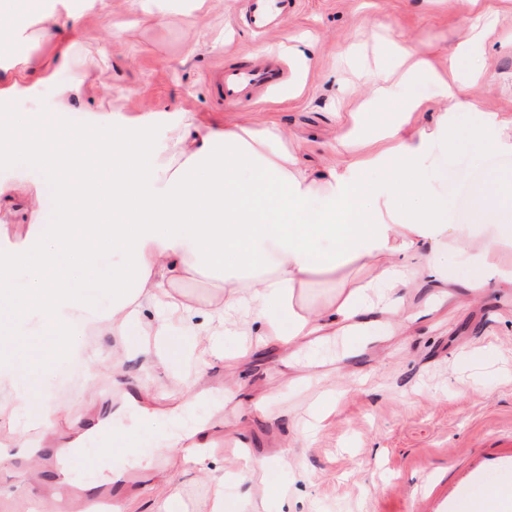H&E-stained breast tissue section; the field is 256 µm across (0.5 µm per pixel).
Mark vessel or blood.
<instances>
[{
    "instance_id": "vessel-or-blood-1",
    "label": "vessel or blood",
    "mask_w": 512,
    "mask_h": 512,
    "mask_svg": "<svg viewBox=\"0 0 512 512\" xmlns=\"http://www.w3.org/2000/svg\"><path fill=\"white\" fill-rule=\"evenodd\" d=\"M298 0H239V20L257 37L265 38L279 32L296 10ZM289 76L287 64L273 55H254L244 64L222 67L217 71V94L228 106H241L266 97ZM512 469V452L473 458L459 477L450 479L440 491L422 488L419 498L425 512H458V503L474 499L476 512H512V501H502L490 486V472Z\"/></svg>"
}]
</instances>
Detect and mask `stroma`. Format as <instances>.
I'll return each instance as SVG.
<instances>
[{
	"label": "stroma",
	"mask_w": 512,
	"mask_h": 512,
	"mask_svg": "<svg viewBox=\"0 0 512 512\" xmlns=\"http://www.w3.org/2000/svg\"><path fill=\"white\" fill-rule=\"evenodd\" d=\"M80 42L74 63L53 79L31 72L26 91L5 118L17 124L55 114L60 89L82 81L84 95L67 117L84 122L90 113L197 112L216 122L253 128L269 123L285 131L288 147L300 150L311 166L334 164L323 148L335 138L349 112L364 101L365 74L386 56L390 41L405 40L434 68L447 71L448 54L466 36L463 19L469 0H300L297 13L270 40H262L237 16L238 0H112L111 12L69 0ZM487 27L477 33L478 54L463 58L461 76L489 68L471 81L468 93L488 112L512 117V0H479ZM298 46L309 57L300 93L282 84L255 105L220 106L212 72L265 45ZM472 119L457 121L456 146H437L426 171L431 190L448 203L449 221L469 218L468 199L449 190L455 180L473 181L485 170L512 181V156L489 149L471 135ZM0 181L18 185L0 205V230L25 235L41 183L0 165ZM416 305L431 308L404 335L381 322L373 341L360 350L356 337L325 336L293 357L264 352L240 366L236 387L224 383L223 362L209 368L191 394L167 398L174 412L153 422L129 414L110 435L83 448L100 465L84 485L104 488L112 468L157 463L159 449L175 436L211 422L224 433V408L243 412L241 429L255 455L287 452L291 464L272 468L270 484L288 492V512H417L416 496L426 485L447 482L453 469L476 454L512 451V290L487 294L483 301L455 302L420 292ZM124 383L105 381L88 389L75 367L57 368L45 385L60 397L64 429H87L91 417L108 412L114 399L138 397L147 368L139 356L124 364ZM288 376L268 415L252 411L257 391L270 376ZM135 442L137 453L121 455L119 445ZM19 459H0V512H27L34 491L21 474Z\"/></svg>",
	"instance_id": "obj_1"
}]
</instances>
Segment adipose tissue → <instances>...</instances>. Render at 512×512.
Here are the masks:
<instances>
[{
    "instance_id": "adipose-tissue-1",
    "label": "adipose tissue",
    "mask_w": 512,
    "mask_h": 512,
    "mask_svg": "<svg viewBox=\"0 0 512 512\" xmlns=\"http://www.w3.org/2000/svg\"><path fill=\"white\" fill-rule=\"evenodd\" d=\"M68 12L67 0L49 12L37 0L16 11L0 0V23L9 29L0 59L14 72L0 80V104L20 96L27 71L49 79L69 66L77 27L62 24ZM30 33L50 45L35 63L16 54ZM396 49L399 79L372 78L360 111L331 146L338 161L319 176L274 123L256 129L181 112L168 119L166 150L155 162L146 131L159 121L156 112L81 125L58 115L25 132L1 121L0 160L42 174L54 217L16 239L0 233V314L13 327L0 336V421L60 437L64 408L45 393L44 379L63 364L81 365L92 383L117 381L130 351L156 371L191 353L200 379L223 361V328L249 337L250 350L273 345L286 353L311 336L357 333L370 317L405 333L427 314L412 304L425 288L479 299L512 288L504 263L512 208L500 203L497 176L473 186L466 224L449 223L425 177L434 145L447 142L459 115L474 114V139H490L505 154H512V121L483 111L464 84L436 73L408 42ZM424 78L447 104L426 126L418 122L423 101L399 95L402 84ZM369 170L380 183L366 179ZM457 262L468 266L467 279H455ZM353 264L362 277L343 280L321 304L307 302L316 277ZM195 273L220 284L203 309L176 288ZM101 294L111 306L99 312ZM91 330L111 335V355L83 343ZM34 340L41 346L32 355L25 344ZM159 454L165 467L203 477L208 512H225L224 468L208 451L206 428L195 432L191 450ZM287 462L283 452L247 456L239 476L260 492L250 512L263 501L287 502L265 481L267 470Z\"/></svg>"
}]
</instances>
